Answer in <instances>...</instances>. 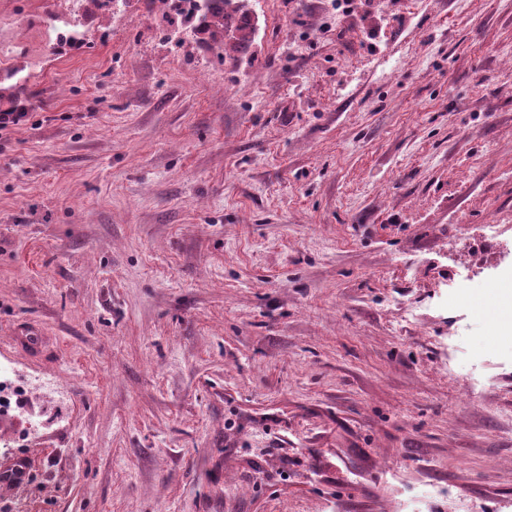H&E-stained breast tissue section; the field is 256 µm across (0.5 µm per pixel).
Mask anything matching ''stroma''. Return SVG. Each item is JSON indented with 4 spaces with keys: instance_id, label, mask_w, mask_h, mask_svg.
<instances>
[{
    "instance_id": "35a3bbf8",
    "label": "stroma",
    "mask_w": 512,
    "mask_h": 512,
    "mask_svg": "<svg viewBox=\"0 0 512 512\" xmlns=\"http://www.w3.org/2000/svg\"><path fill=\"white\" fill-rule=\"evenodd\" d=\"M249 5L0 0V361L67 393L0 512H512V0ZM160 3L180 19L196 40L207 47L222 46L224 56L238 59L251 53L256 25L244 0H148ZM227 32L233 37L225 40Z\"/></svg>"
}]
</instances>
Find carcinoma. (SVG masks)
<instances>
[{
  "label": "carcinoma",
  "mask_w": 512,
  "mask_h": 512,
  "mask_svg": "<svg viewBox=\"0 0 512 512\" xmlns=\"http://www.w3.org/2000/svg\"><path fill=\"white\" fill-rule=\"evenodd\" d=\"M160 3L180 19L196 40L208 47L221 46L224 57L238 59L251 53L256 25L244 0H148Z\"/></svg>",
  "instance_id": "carcinoma-1"
}]
</instances>
